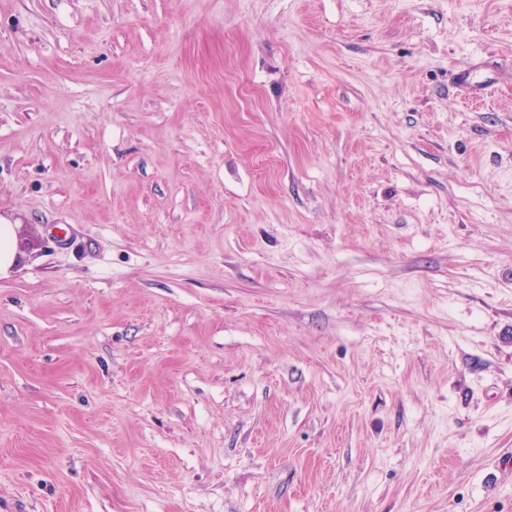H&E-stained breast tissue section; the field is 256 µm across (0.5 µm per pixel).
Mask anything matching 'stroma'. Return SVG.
<instances>
[{"label":"stroma","mask_w":512,"mask_h":512,"mask_svg":"<svg viewBox=\"0 0 512 512\" xmlns=\"http://www.w3.org/2000/svg\"><path fill=\"white\" fill-rule=\"evenodd\" d=\"M0 512H512V0H0ZM0 223V274H5L18 262V257L14 247L13 224L5 220H0Z\"/></svg>","instance_id":"stroma-1"}]
</instances>
